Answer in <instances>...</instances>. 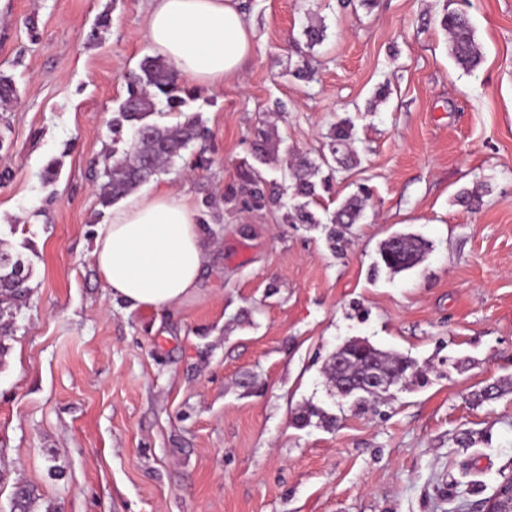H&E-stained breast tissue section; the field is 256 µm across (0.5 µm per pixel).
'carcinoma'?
Listing matches in <instances>:
<instances>
[{
  "mask_svg": "<svg viewBox=\"0 0 512 512\" xmlns=\"http://www.w3.org/2000/svg\"><path fill=\"white\" fill-rule=\"evenodd\" d=\"M440 27L448 35V54L462 70L472 72L481 64L483 55L476 40L475 30L468 14L462 10L444 13ZM306 46L310 49L325 39V27L309 25L303 29ZM127 95L119 104L117 115L112 119V142L123 140L125 130H130L129 149L122 155H112V164L104 168L105 181L98 187V201L110 207L118 200L134 192L152 177L167 171L183 152L194 144H203L209 139V130L196 117L170 125H159L149 121L153 114L179 112L186 100L180 93L183 89L176 83L173 66L162 56H146L139 68L124 75ZM278 141L277 129L269 122L262 123L250 139V154L262 165L275 157ZM353 126L343 119L331 127L326 144L329 155H321V163L303 156L290 163V182L278 183L267 179L262 170L254 165L240 168L237 178L224 188V202L240 211L260 212L272 206L287 208L285 222L288 224H324L329 248L342 254L350 243L348 234L352 225L359 223L368 201L373 196L367 186H360L336 209L327 222L316 215L311 205L321 193L333 192L335 169L319 177L321 165L329 160L338 163L355 160ZM207 211L198 224L207 237H212L211 224L223 217L220 207L204 201ZM431 251L430 243L414 234L397 233L385 239L378 251L379 260L374 269L381 267L393 274L412 270L420 265ZM32 269L21 255L0 241V336L12 333L13 311L26 305L30 295ZM380 369L390 380L403 382L412 377L413 364L397 353L386 354L372 345L362 346L347 342L328 359L324 374L329 385L337 390L342 384L362 379L369 366ZM383 400L379 394H361L353 398L359 411L376 408ZM324 427H331L336 418L314 404L306 405L296 421L309 424L312 419ZM35 501L34 490L24 484L14 487L11 512H31Z\"/></svg>",
  "mask_w": 512,
  "mask_h": 512,
  "instance_id": "obj_1",
  "label": "carcinoma"
}]
</instances>
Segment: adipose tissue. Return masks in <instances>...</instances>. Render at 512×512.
<instances>
[{
  "label": "adipose tissue",
  "mask_w": 512,
  "mask_h": 512,
  "mask_svg": "<svg viewBox=\"0 0 512 512\" xmlns=\"http://www.w3.org/2000/svg\"><path fill=\"white\" fill-rule=\"evenodd\" d=\"M146 39L188 81L215 90L251 52L239 0H151ZM92 258L113 299L169 311L196 294L212 249L189 196L158 186L113 205Z\"/></svg>",
  "instance_id": "obj_1"
}]
</instances>
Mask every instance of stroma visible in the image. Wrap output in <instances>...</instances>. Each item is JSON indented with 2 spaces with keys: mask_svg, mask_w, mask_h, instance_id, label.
I'll list each match as a JSON object with an SVG mask.
<instances>
[{
  "mask_svg": "<svg viewBox=\"0 0 512 512\" xmlns=\"http://www.w3.org/2000/svg\"><path fill=\"white\" fill-rule=\"evenodd\" d=\"M446 4L247 0L244 68L215 93L180 83L209 165L189 148L155 184L202 211L280 101L267 178H287L289 152L318 159L348 117L357 161L314 210L363 184L374 196L341 257L282 209L225 208L210 269L172 313L112 301L91 257L112 218L97 192L122 76L151 52L149 0H0V75L16 87L0 109V239L33 269L0 357V512L18 483L33 512H478L512 478V0H456L483 47L469 73L448 54ZM318 21L323 43L302 50ZM305 57L307 84L288 74ZM477 186L479 210L456 204ZM396 232L433 248L413 270H374ZM355 337L419 373L374 412L325 383ZM492 382L500 397L474 404ZM310 402L335 427L299 426Z\"/></svg>",
  "mask_w": 512,
  "mask_h": 512,
  "instance_id": "1",
  "label": "stroma"
}]
</instances>
